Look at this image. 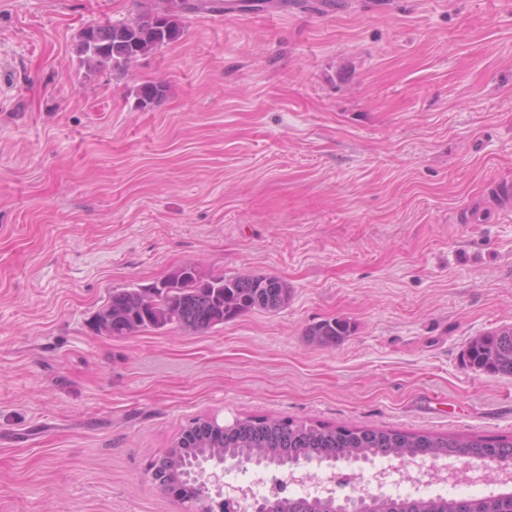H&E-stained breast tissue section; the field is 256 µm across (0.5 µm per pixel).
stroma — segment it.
Segmentation results:
<instances>
[{
	"mask_svg": "<svg viewBox=\"0 0 512 512\" xmlns=\"http://www.w3.org/2000/svg\"><path fill=\"white\" fill-rule=\"evenodd\" d=\"M142 2L0 0V512H188L147 468L199 415L511 436L512 378L461 354L512 325V0L199 10L127 69L81 64ZM185 265L291 296L96 330L112 289ZM332 318L349 336L311 344ZM350 333V325L346 320L335 318L323 320L310 326L306 335L311 343L319 347H334Z\"/></svg>",
	"mask_w": 512,
	"mask_h": 512,
	"instance_id": "stroma-1",
	"label": "stroma"
}]
</instances>
